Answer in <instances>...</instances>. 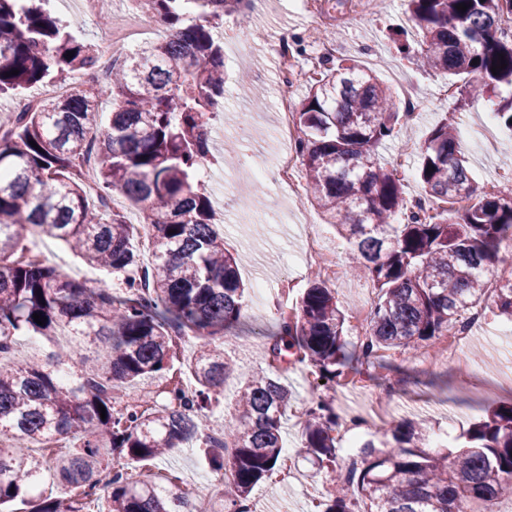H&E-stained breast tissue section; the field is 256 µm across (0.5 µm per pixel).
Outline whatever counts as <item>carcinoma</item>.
I'll use <instances>...</instances> for the list:
<instances>
[{
  "label": "carcinoma",
  "instance_id": "1",
  "mask_svg": "<svg viewBox=\"0 0 512 512\" xmlns=\"http://www.w3.org/2000/svg\"><path fill=\"white\" fill-rule=\"evenodd\" d=\"M135 2L170 34L113 64L98 84L91 79L98 50L44 8L46 0H0V96L21 98L40 83L68 88L64 97L0 121V359L23 336L47 346L40 358L0 362V505L92 512L88 502L103 500L106 512H197L192 497L135 481L126 469L203 445L210 469L229 473L234 487L226 497L224 486H215L209 512H247L253 488L277 468L281 428L293 407L281 382L282 355L311 368L315 392L360 373L355 364L376 361L380 351L412 354L449 335L489 291L487 273L512 243V207L501 193L478 188L457 128L445 118L428 132L417 169L425 194L444 207L408 214L402 179L376 159L403 133L408 113L357 61L325 65L294 109L296 153L310 202L346 232L351 271L377 291L367 342L347 350L335 292L320 277L310 281L265 351L268 369L237 392L236 419L212 424L208 409L224 397L231 371L224 332L241 317L244 284L199 176L210 120L224 97V39L215 29L224 17L245 13L250 0ZM406 14L420 40L400 43L399 53L455 77L460 94L488 98L512 131V95H500L512 88V29L503 27L512 0H407ZM76 74L87 80L73 81ZM105 97L112 100L106 125ZM90 157L94 195L81 178ZM114 195L151 227L154 263L145 277L132 224L108 206ZM36 235L123 275L124 287L89 286L25 258V241ZM496 297L498 316L512 322V280ZM35 313L46 322H34ZM189 334L203 345L188 366L196 386L187 393L176 382L175 336ZM88 345L94 358H82L73 371L75 353ZM145 378L170 380L162 401L116 406V390ZM309 404L304 452L337 474L336 495L321 512H491L512 493L504 483L512 479V404L470 424L445 454L429 451L423 423L385 422L363 440L360 462L346 474L337 473L341 417L321 398ZM55 436L68 440L66 452L48 461L29 451ZM48 467L65 494L31 495Z\"/></svg>",
  "mask_w": 512,
  "mask_h": 512
}]
</instances>
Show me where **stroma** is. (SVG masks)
Returning a JSON list of instances; mask_svg holds the SVG:
<instances>
[{"label":"stroma","instance_id":"1","mask_svg":"<svg viewBox=\"0 0 512 512\" xmlns=\"http://www.w3.org/2000/svg\"><path fill=\"white\" fill-rule=\"evenodd\" d=\"M405 0H314L311 9L292 0H257L248 17H225L228 27L248 31L247 41L225 45L227 83L213 123L211 156L205 165L206 193L222 218L224 246L238 255L245 284V311L239 324L226 334L224 352L231 364L223 401L210 410L213 423L231 421L235 396L258 368L265 366L263 353L278 331V319L256 312V284L281 287L285 278L296 281V291L307 288L310 274H298L289 261L299 258L306 229L317 230L339 266L349 261L345 238L334 225L325 223L308 199L293 200L277 190L274 178L251 181L249 168L273 170L284 143L275 137L277 104L281 95L299 102L311 77L323 66L316 44L309 39L317 29L322 42L338 47L337 58H353L375 71L396 92L412 88L419 108L414 120L398 139L387 143L380 155L393 166L404 183L406 196L421 194L416 177L420 150L429 130L440 120L455 122L459 134L479 137L490 102L461 96L448 76L425 72L397 53L392 31L405 24ZM286 38L294 69L282 81L279 58L273 49ZM481 137V136H480ZM484 139V138H483ZM472 176L478 187L512 195V132L493 126L481 150L465 147ZM28 247L48 265L83 278L90 270L62 242L41 237ZM347 317L373 306L375 289L364 278L341 276L332 284ZM485 327L468 340L465 363L448 360L440 340H433L423 354H393L384 362L362 366L367 384L344 385L324 391L337 412L359 417L377 395L388 397L389 423L422 418L428 425L431 447L447 448L468 426L481 418L491 404L512 403V324L499 317L494 297L481 304ZM285 450L296 454L293 478L281 482L269 477L251 496L256 512H319L332 487L326 473L301 459V431L284 423Z\"/></svg>","mask_w":512,"mask_h":512}]
</instances>
